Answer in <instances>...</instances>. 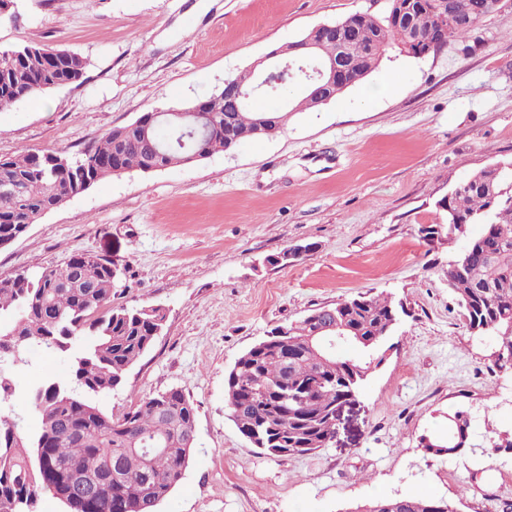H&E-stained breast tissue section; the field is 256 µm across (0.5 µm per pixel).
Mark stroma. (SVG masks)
Returning a JSON list of instances; mask_svg holds the SVG:
<instances>
[{"label": "stroma", "instance_id": "obj_1", "mask_svg": "<svg viewBox=\"0 0 512 512\" xmlns=\"http://www.w3.org/2000/svg\"><path fill=\"white\" fill-rule=\"evenodd\" d=\"M467 44L413 58L390 50L361 83L282 133L161 171L108 177L0 248V274L72 255L118 271L113 304L163 306L166 323L121 386L97 396L119 414L180 389L196 408L185 476L156 512H350L381 496L443 497L458 512L512 504V373L491 372V337L471 335L448 289L465 239L427 227L474 172L512 160V0ZM387 0H16L0 47L44 44L86 62L81 83L0 110V156L74 155L145 112L183 108L309 29ZM313 251L283 267L269 256ZM404 311L385 361L344 410L336 439L285 461L260 455L224 407V375L271 327L361 293ZM28 352L10 405L37 422L28 391L70 370ZM472 418L467 448L442 459L420 438L448 410Z\"/></svg>", "mask_w": 512, "mask_h": 512}]
</instances>
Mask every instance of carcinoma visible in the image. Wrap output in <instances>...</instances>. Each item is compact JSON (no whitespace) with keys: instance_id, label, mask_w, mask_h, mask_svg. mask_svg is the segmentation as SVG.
I'll list each match as a JSON object with an SVG mask.
<instances>
[{"instance_id":"1","label":"carcinoma","mask_w":512,"mask_h":512,"mask_svg":"<svg viewBox=\"0 0 512 512\" xmlns=\"http://www.w3.org/2000/svg\"><path fill=\"white\" fill-rule=\"evenodd\" d=\"M501 0H388L384 14L354 13L337 25L351 34L340 45L327 32L319 53L284 55L291 67L272 78L271 93L289 85L303 87L313 68L345 52L335 80L336 95L374 72L388 50L410 57L438 52L450 42L466 40L486 18L497 14ZM86 61L57 46L0 49V109L38 94L81 82ZM256 77L244 70L224 88L185 110L215 112L219 126L204 137H183L181 129L163 126L154 113L137 122L150 125L140 134L129 124L105 133L72 157L60 151L22 150L0 157V248L14 241L46 211L95 183L131 169L158 170L227 150L224 119L245 131L261 110L238 98L237 84ZM319 108L306 92L283 108L266 113L269 132L283 131L292 112ZM446 215L448 240L458 225L481 224L448 268V288L474 336H494L490 358L500 372H512V172L483 168L438 202ZM116 271L107 259L81 254L61 267L30 275H0V367L21 360L22 348L38 346L60 353L75 351L65 379L47 380L30 390L37 431L24 435L19 419H0V512H36L34 502L47 493L68 512H155L183 479L196 422L194 404L177 388L140 400L119 415H108L94 403L115 390L127 370L161 333L160 306L112 305ZM327 309L352 330L341 354L327 352L313 337L323 325L317 313ZM399 321L388 294L368 293L308 310L299 320L277 325L235 361L224 377V404L238 432L265 456L285 460L327 447L336 437V411L351 390L385 359L386 340ZM288 335H283V330ZM446 432L422 437L434 458L469 444L471 417L465 410L446 414ZM123 466L118 482L107 480L109 461ZM96 473L98 494L74 503L72 471ZM356 512H458L445 498L387 496Z\"/></svg>"}]
</instances>
